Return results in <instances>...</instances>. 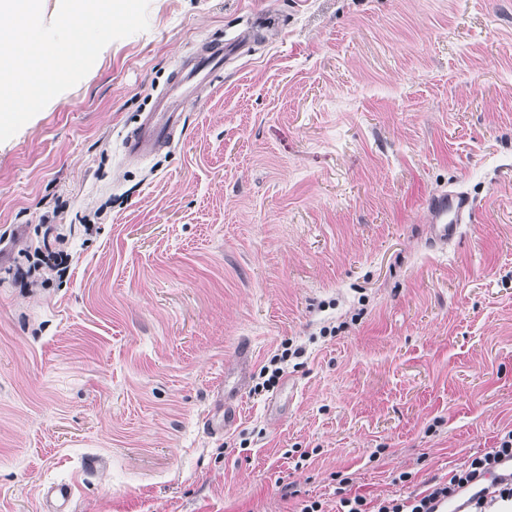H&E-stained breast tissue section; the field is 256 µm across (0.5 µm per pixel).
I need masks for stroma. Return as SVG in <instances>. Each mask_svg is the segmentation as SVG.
Here are the masks:
<instances>
[{"mask_svg":"<svg viewBox=\"0 0 512 512\" xmlns=\"http://www.w3.org/2000/svg\"><path fill=\"white\" fill-rule=\"evenodd\" d=\"M148 22L0 143V512H46L61 482L71 512H336L341 479L407 496L495 447L512 0H150ZM246 31L172 146L129 161L179 65ZM449 189L475 215L439 247L428 202ZM46 216L67 269L20 286L5 269ZM287 347L304 354L260 388ZM242 367L237 421L209 434Z\"/></svg>","mask_w":512,"mask_h":512,"instance_id":"1","label":"stroma"}]
</instances>
